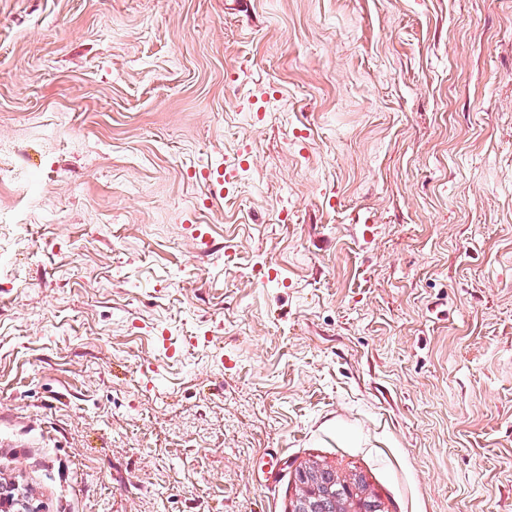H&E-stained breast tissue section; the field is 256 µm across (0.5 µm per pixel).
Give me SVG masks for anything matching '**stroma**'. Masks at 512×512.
I'll use <instances>...</instances> for the list:
<instances>
[{
	"label": "stroma",
	"mask_w": 512,
	"mask_h": 512,
	"mask_svg": "<svg viewBox=\"0 0 512 512\" xmlns=\"http://www.w3.org/2000/svg\"><path fill=\"white\" fill-rule=\"evenodd\" d=\"M312 464L512 512V0H0V489L292 512Z\"/></svg>",
	"instance_id": "stroma-1"
}]
</instances>
